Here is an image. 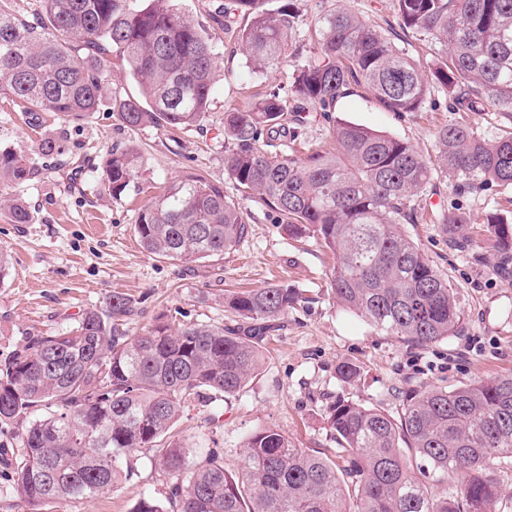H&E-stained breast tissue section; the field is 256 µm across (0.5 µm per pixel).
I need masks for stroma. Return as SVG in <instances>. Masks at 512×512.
<instances>
[{
  "label": "stroma",
  "mask_w": 512,
  "mask_h": 512,
  "mask_svg": "<svg viewBox=\"0 0 512 512\" xmlns=\"http://www.w3.org/2000/svg\"><path fill=\"white\" fill-rule=\"evenodd\" d=\"M231 4L176 0L180 12L206 26L218 51L214 91L202 126L174 134L152 125L131 130L105 107L64 120L0 99V147L31 167L29 179L10 192L32 213L31 223L13 224L0 210V249L10 255L7 273L0 277V362L33 338L65 330L83 311L104 309L115 291L131 300L135 314L127 328L139 334L159 316L175 327L224 323L229 317L226 293L291 286L299 302L283 328L266 337L258 373L237 395L187 408L173 429L193 458L222 449L224 467L234 475L246 436L265 427L286 432L299 447L332 452L336 443L325 415L337 398L394 415L409 389L454 388L512 374V275L499 273V257L485 236H478L477 253L470 256L450 250L435 225L407 224L404 232L455 288L465 315L464 334L416 347L345 310L331 291L332 252L316 237H288L277 214L259 198L247 197L229 178L224 114L252 106L270 88L291 84L294 71L310 57L315 15L322 8L362 16L396 38L424 67H432L435 56L417 36L401 30L392 0H266L268 10H290L292 47L286 63L252 73L245 55L214 21L225 10L232 26H246L248 15L232 10ZM335 115L401 137L428 156L435 153L437 128L447 124L468 125L489 139L512 132V114L452 111L447 95L436 86L430 87L419 112L386 111L372 92L357 88L340 100ZM47 137L61 141L62 155L40 154L38 144ZM115 146L135 147L141 156L138 193L115 198L105 187L101 160ZM188 173L222 184L249 226L232 251L189 267L148 254L134 231L151 199ZM418 202L427 211L459 206L478 227L491 213L512 220L511 187L462 194L441 171ZM344 361L361 368L354 385H341L336 377V367ZM129 460L133 472L114 490L77 503H51L41 512H132L142 497L163 498L168 476L141 451L132 452Z\"/></svg>",
  "instance_id": "obj_1"
}]
</instances>
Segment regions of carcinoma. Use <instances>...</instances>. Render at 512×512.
<instances>
[{
	"label": "carcinoma",
	"mask_w": 512,
	"mask_h": 512,
	"mask_svg": "<svg viewBox=\"0 0 512 512\" xmlns=\"http://www.w3.org/2000/svg\"><path fill=\"white\" fill-rule=\"evenodd\" d=\"M250 23L224 29L257 69L288 59L291 15L264 0H233ZM400 27L440 44L430 74L373 23L335 8L317 14L315 51L289 93L273 89L252 108L224 113L229 177L275 210L293 238L314 235L336 255L337 301L375 328L416 346L465 332L454 289L401 228L424 219L415 199L449 171L461 192L512 186V133L488 140L464 124L436 130L437 155L348 121L338 101L351 86L370 89L389 112H418L430 84L454 111L512 112V0H393ZM36 28L0 9V96L26 108L78 118L103 105L115 54L141 88L111 100L121 123L186 129L201 125L214 89L216 53L205 27L174 0H44ZM320 113L335 147L296 157L279 149ZM140 155L114 147L103 160L114 197L137 191ZM28 162L0 149V207L13 224L29 207L3 195L28 179ZM450 249L472 252L473 225L457 208L429 213ZM485 232L504 264L512 261V224L493 214ZM243 212L224 186L187 174L138 215L144 250L192 264L224 255L248 235ZM286 285L233 292L234 326L162 321L132 335L130 300L114 293L67 329L16 350L0 368V423L21 427L14 451L15 492L37 507L74 503L117 485L128 454L142 449L170 482L165 501L140 499L132 512H503L495 473L512 462V374L453 389L409 392L398 416L338 398L326 414L334 455L301 448L276 428L246 437L238 476L221 449L200 460L171 429L203 399L241 392L259 371L263 340L295 308ZM337 377L352 384L358 365Z\"/></svg>",
	"instance_id": "carcinoma-1"
}]
</instances>
